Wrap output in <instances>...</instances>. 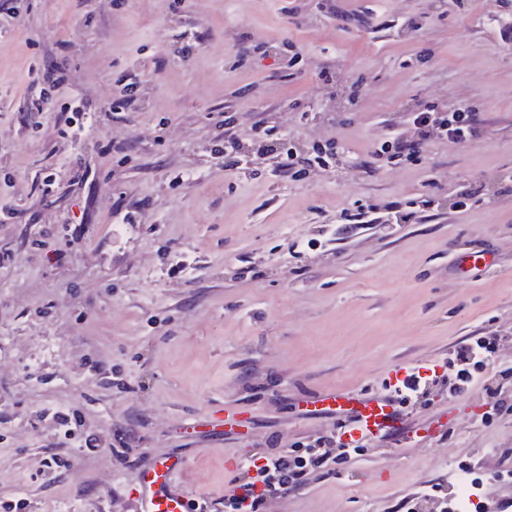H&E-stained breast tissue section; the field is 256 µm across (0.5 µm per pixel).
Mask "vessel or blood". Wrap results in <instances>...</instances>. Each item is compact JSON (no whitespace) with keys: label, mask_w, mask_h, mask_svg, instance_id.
Returning <instances> with one entry per match:
<instances>
[{"label":"vessel or blood","mask_w":512,"mask_h":512,"mask_svg":"<svg viewBox=\"0 0 512 512\" xmlns=\"http://www.w3.org/2000/svg\"><path fill=\"white\" fill-rule=\"evenodd\" d=\"M406 368L391 371L382 392L354 397L344 392L329 395V404L344 421L338 430L343 444L351 446L366 439L385 440L400 435L408 426L405 410L410 399L400 386ZM187 462L176 456L155 457L140 470L129 495L136 512H189L190 503L178 483Z\"/></svg>","instance_id":"1"}]
</instances>
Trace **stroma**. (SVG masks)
I'll return each instance as SVG.
<instances>
[{
  "label": "stroma",
  "mask_w": 512,
  "mask_h": 512,
  "mask_svg": "<svg viewBox=\"0 0 512 512\" xmlns=\"http://www.w3.org/2000/svg\"><path fill=\"white\" fill-rule=\"evenodd\" d=\"M322 2L0 0V212L15 214L0 223V502L135 512L141 465L178 454L185 493L224 512L239 463L342 423L315 398L381 392L395 368L490 334L503 346L470 391L433 393L408 438L260 512H405L404 495L452 486L458 461L479 463V500L512 496V381L484 390L512 367V43L498 33L512 0ZM46 63L67 84L34 114ZM132 68L140 107L111 112ZM74 100L91 111L75 142ZM424 102L471 108L480 137L372 158ZM228 112L240 138L263 121L336 158L298 181L267 156L227 170ZM394 201L408 222L326 239L343 207ZM480 250L492 266L456 268ZM73 411L67 435L51 415Z\"/></svg>",
  "instance_id": "stroma-1"
}]
</instances>
